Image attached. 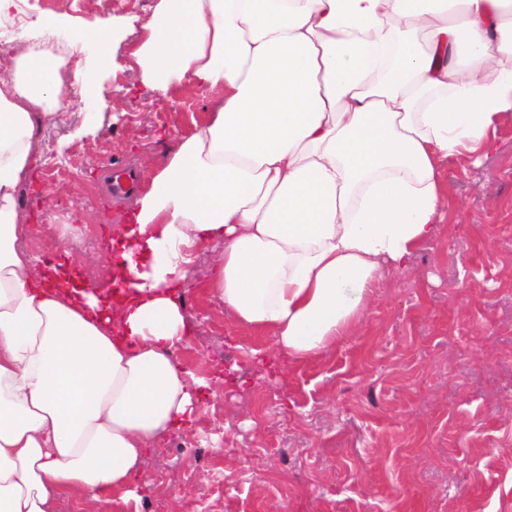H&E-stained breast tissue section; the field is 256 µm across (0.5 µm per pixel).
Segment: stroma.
Masks as SVG:
<instances>
[{
    "mask_svg": "<svg viewBox=\"0 0 512 512\" xmlns=\"http://www.w3.org/2000/svg\"><path fill=\"white\" fill-rule=\"evenodd\" d=\"M155 4L34 5L78 56L20 192L28 248L43 259L69 252L90 285L109 277L105 240L126 228L102 168L161 160L212 100L158 97L143 84L128 53ZM112 17L126 33L104 50L91 34ZM441 173L448 204L436 241L378 284L336 350L279 382L245 356L270 337L225 316L204 289L210 254L200 253L185 295L196 334L178 358L214 393L186 449L158 443L148 486L114 498L112 512H512V112L479 163L451 158Z\"/></svg>",
    "mask_w": 512,
    "mask_h": 512,
    "instance_id": "1",
    "label": "stroma"
}]
</instances>
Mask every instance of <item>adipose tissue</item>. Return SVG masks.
<instances>
[{"instance_id": "1", "label": "adipose tissue", "mask_w": 512, "mask_h": 512, "mask_svg": "<svg viewBox=\"0 0 512 512\" xmlns=\"http://www.w3.org/2000/svg\"><path fill=\"white\" fill-rule=\"evenodd\" d=\"M424 30L426 42L414 31ZM0 77V512H56L147 482L209 382L177 359L198 252L208 292L272 338L267 372L327 355L374 286L435 241L443 159H478L512 112V0H157L130 53L145 86L216 93L110 247L120 303L49 284L17 195L64 103L28 34Z\"/></svg>"}]
</instances>
